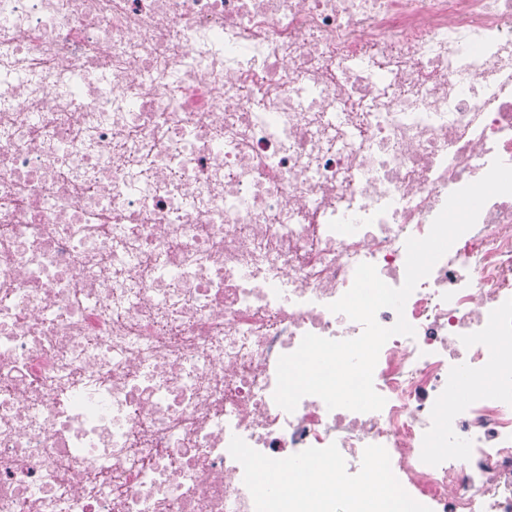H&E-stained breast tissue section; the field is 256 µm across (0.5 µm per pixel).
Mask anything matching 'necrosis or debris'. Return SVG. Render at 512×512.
I'll return each mask as SVG.
<instances>
[{"instance_id":"1","label":"necrosis or debris","mask_w":512,"mask_h":512,"mask_svg":"<svg viewBox=\"0 0 512 512\" xmlns=\"http://www.w3.org/2000/svg\"><path fill=\"white\" fill-rule=\"evenodd\" d=\"M497 158L512 0H0V512H512V195L378 311L381 410L273 398ZM354 494L361 500L363 504V512H372L373 510V502L377 499L385 500V507H391L395 512H406L408 507L404 504L393 502L389 504L387 501V495L385 494V490H381L376 485L375 480V471H370L366 479L364 480V484L354 491ZM262 476L265 483L280 484L288 481H299L302 483L303 487L310 493H314L317 488V484L311 472H303L299 475H290L283 472H263Z\"/></svg>"}]
</instances>
